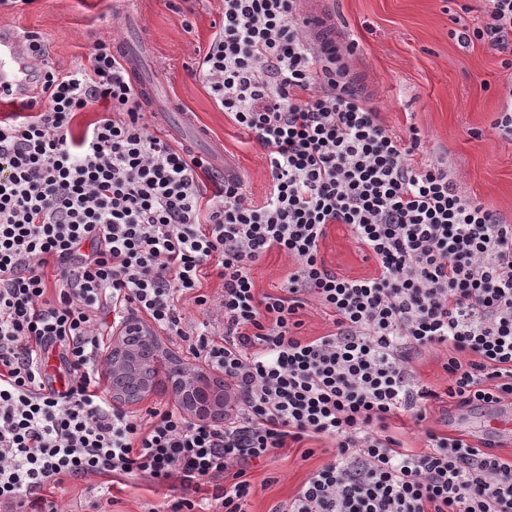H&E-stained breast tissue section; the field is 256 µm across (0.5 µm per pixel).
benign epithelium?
Returning <instances> with one entry per match:
<instances>
[{"instance_id": "1", "label": "benign epithelium", "mask_w": 512, "mask_h": 512, "mask_svg": "<svg viewBox=\"0 0 512 512\" xmlns=\"http://www.w3.org/2000/svg\"><path fill=\"white\" fill-rule=\"evenodd\" d=\"M142 343L164 353L160 337L139 319L128 322L112 337V348L107 355L108 375L112 379V401L121 409L136 406L156 392V385L142 374ZM167 382L182 410L192 420L224 418V388L212 383L205 372L189 376L186 366L174 361L169 366Z\"/></svg>"}]
</instances>
